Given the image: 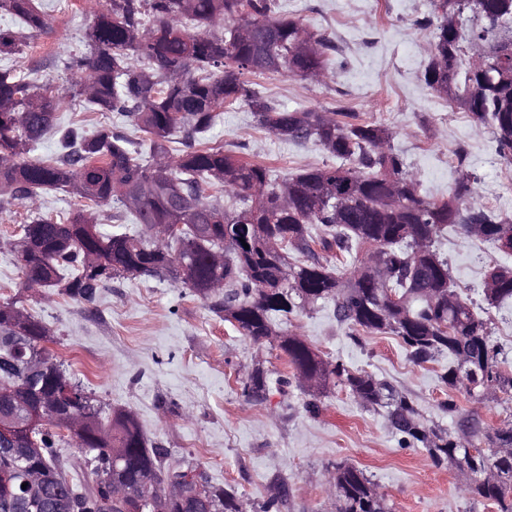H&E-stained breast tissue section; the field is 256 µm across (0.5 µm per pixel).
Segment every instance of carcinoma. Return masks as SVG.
<instances>
[{"mask_svg":"<svg viewBox=\"0 0 512 512\" xmlns=\"http://www.w3.org/2000/svg\"><path fill=\"white\" fill-rule=\"evenodd\" d=\"M105 2L86 0L95 15L87 49L70 55L65 67L88 104L129 118L143 140L110 127L62 129L56 112L63 101L45 97L49 84L0 69V207L17 201L35 213L45 192L63 187L94 205L62 224L40 214L19 226L15 247L26 250L18 257L24 280L91 303L114 278L168 276L253 343L277 342L307 391L333 383L366 407L386 408L405 447H421L435 465L456 469L473 500L512 512V422L488 428L478 414L460 412L454 398L464 392L487 401L512 399V371L502 370L487 320L451 288L448 262L434 249L452 224L502 251L512 241V220L471 200L472 176L464 169L448 198L422 192L393 148L391 129L352 112L281 109L243 80L265 71L316 83L328 77L327 39L277 14L276 0ZM244 3L248 35L236 32ZM0 13L19 20L16 29L0 28V57L22 52L32 35L52 26L34 0H0ZM421 25L431 29L426 85L474 125L490 127L499 153L511 161L512 55L506 50L512 0H438ZM467 55L480 56L483 64L463 63ZM236 102L248 107L258 128L295 143L312 141L340 165L304 168L277 180L269 167L208 145L218 107ZM47 133L57 137L56 155L28 159ZM179 133L184 149L174 154L168 143ZM114 199L139 224L137 233L98 231L97 209ZM156 224L182 229L160 239L152 232ZM226 224H248L249 232L228 235ZM316 246L336 253L338 262L353 251L364 253V260L342 271L313 257ZM292 252L308 259L292 262ZM214 253L222 254L221 263L211 261ZM214 282L222 287L209 288ZM392 293L402 304L391 303ZM484 297L490 307L512 301V268H489ZM320 300L334 302L337 320L352 335H394L417 363L448 353L442 408L458 417L456 433L425 424L390 384L325 360L302 338L276 330V321ZM17 316L24 318L21 338L0 341V389L24 396L34 388L69 385L80 394L74 408L85 418L72 446L86 453L66 466L58 452L65 435L54 426L37 432L28 448L0 439V470L12 474L10 489H0V512H66L65 490L91 488L87 473L107 474L113 486L129 489L145 471L162 485L189 472L205 477L151 443L132 414L106 415V406L56 354L46 355V370L23 385L22 352L40 351L38 341L50 330L16 302L1 301L0 332L15 335ZM268 392V370L257 362L241 394L258 405ZM34 466L42 475L37 495L22 488ZM329 487L335 512H389L385 494L354 466L336 467ZM210 489L215 512H249L250 504L234 491L216 484Z\"/></svg>","mask_w":512,"mask_h":512,"instance_id":"obj_1","label":"carcinoma"}]
</instances>
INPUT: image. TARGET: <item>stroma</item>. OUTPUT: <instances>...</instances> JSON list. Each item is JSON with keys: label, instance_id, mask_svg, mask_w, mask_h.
<instances>
[{"label": "stroma", "instance_id": "35a3bbf8", "mask_svg": "<svg viewBox=\"0 0 512 512\" xmlns=\"http://www.w3.org/2000/svg\"><path fill=\"white\" fill-rule=\"evenodd\" d=\"M432 0H276L278 13L328 35L334 45L330 76L309 83L280 73L252 76L256 91L279 107L354 112L396 133L404 166L423 191L448 196L456 184V151L476 176L478 203L512 219V163L499 154L491 128L475 127L463 110L424 82L428 30L419 19ZM53 30L29 41L23 54L0 57V68L36 72L64 100L59 123L109 125L140 138L131 121L113 112H89L67 79L69 54L85 51L95 16L84 0H37ZM210 145L274 167L287 176L332 164L314 144L298 145L260 130L245 105L225 108ZM31 217L19 203L0 209V301L20 299L52 332L53 349L70 373L112 410L131 412L150 442L172 457L198 464L212 483L235 490L261 507L279 487L287 494L280 512H332L329 476L340 464L362 469L385 492L391 512H496L476 505L456 471L435 466L424 449L406 448L384 409H367L341 386L311 398L298 384L271 391L260 405L246 404L241 380L255 362L272 375L290 365L275 344H254L207 302L157 277L117 278L93 304L58 288L26 291L13 243ZM448 261L451 286L486 315L494 343L512 366V302L487 307L483 288L490 265L512 267V254L449 227L435 244ZM335 305L321 301L281 323L280 331L305 340L323 358L342 362L389 382L409 397L421 418L452 430L441 409L448 388L439 375L448 356L414 364L400 340L388 334L353 336L337 323Z\"/></svg>", "mask_w": 512, "mask_h": 512}]
</instances>
